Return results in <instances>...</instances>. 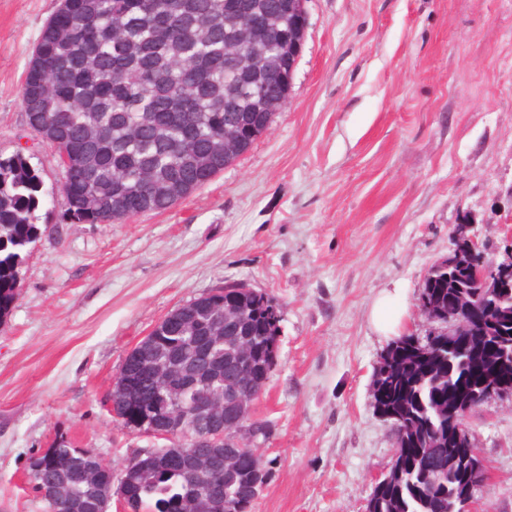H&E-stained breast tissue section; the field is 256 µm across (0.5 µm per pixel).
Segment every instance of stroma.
<instances>
[{
  "instance_id": "35a3bbf8",
  "label": "stroma",
  "mask_w": 512,
  "mask_h": 512,
  "mask_svg": "<svg viewBox=\"0 0 512 512\" xmlns=\"http://www.w3.org/2000/svg\"><path fill=\"white\" fill-rule=\"evenodd\" d=\"M59 0H0V153L25 147L43 180L44 233L0 320V512H47L28 480L56 439L120 479L149 438L112 414L127 354L177 307L227 284L282 306L276 365L255 418L268 482L251 512H365L392 462L374 367L389 337L378 293L402 285V333L424 335L418 294L472 225L494 249L512 216V0H307L288 97L268 130L162 213L61 224L54 147L20 90ZM492 478L479 507L512 512V404L471 412Z\"/></svg>"
}]
</instances>
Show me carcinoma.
<instances>
[{
  "instance_id": "carcinoma-1",
  "label": "carcinoma",
  "mask_w": 512,
  "mask_h": 512,
  "mask_svg": "<svg viewBox=\"0 0 512 512\" xmlns=\"http://www.w3.org/2000/svg\"><path fill=\"white\" fill-rule=\"evenodd\" d=\"M288 13V0H60L35 46L21 88L29 128L68 159L58 223L114 224L147 212L169 210L231 164L224 156L229 119L257 111L278 94L275 76L284 66L272 46L259 76L233 71L230 48L245 19ZM43 181L24 149L0 155V318L19 296L20 271L41 238L36 210ZM459 261L431 269L419 301L442 321L456 318L466 334L450 339L405 334L381 355L382 377L373 381L374 406L394 437L391 482L375 498L374 512H454L453 496L472 477L465 459V401L483 385L512 383V278L503 289L484 286L472 269L486 258L453 241ZM213 300L238 311L240 333L252 350L242 354L229 340L210 348V316L196 305L179 306L181 321L162 322L134 351L167 368L184 355L202 365H230L241 392L264 390L273 370L271 343L280 328H267L274 297L252 288L215 289ZM135 398L157 413L176 410L147 377ZM268 473L257 475L224 461L192 479L181 463L160 465L141 476L131 512H177L191 498L218 495L224 512H249ZM33 485L54 481L99 512L91 483L68 470L45 468Z\"/></svg>"
}]
</instances>
